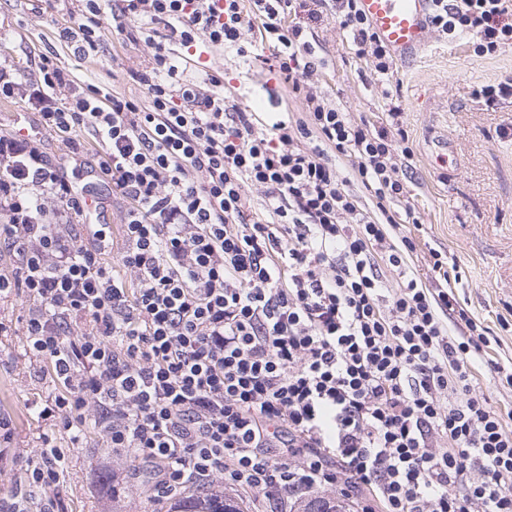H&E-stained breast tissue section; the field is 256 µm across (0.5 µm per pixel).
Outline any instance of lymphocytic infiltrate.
<instances>
[{"instance_id":"obj_1","label":"lymphocytic infiltrate","mask_w":512,"mask_h":512,"mask_svg":"<svg viewBox=\"0 0 512 512\" xmlns=\"http://www.w3.org/2000/svg\"><path fill=\"white\" fill-rule=\"evenodd\" d=\"M84 2L58 37L86 55L112 0ZM122 2L127 38L153 51L150 71L132 74L142 97L79 85L46 55L36 82L0 62V98L38 114L37 135L0 134V246L13 257L0 300L34 303L26 352L53 386L38 418L93 421L113 454L152 467L164 498L219 481L287 512L292 496L338 485L348 497L369 489L382 512H512V427L471 388L486 327L444 288L440 251L432 288L404 272L384 293L375 264L380 250L403 269L417 249L400 109L358 121L313 87L328 61L299 18L318 22L326 3L356 56L388 73L359 0ZM429 23L492 56L512 45V0H432ZM200 41L274 72L299 116L262 132L220 78L205 89L185 79L172 48ZM87 131L127 203L113 263L105 228L73 231L102 206L97 188L42 149L50 136L83 153ZM332 154L373 207L338 179ZM276 442L287 455L271 454ZM62 461L30 451L0 512H30Z\"/></svg>"}]
</instances>
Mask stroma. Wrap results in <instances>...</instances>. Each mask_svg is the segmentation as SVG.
<instances>
[{
    "label": "stroma",
    "mask_w": 512,
    "mask_h": 512,
    "mask_svg": "<svg viewBox=\"0 0 512 512\" xmlns=\"http://www.w3.org/2000/svg\"><path fill=\"white\" fill-rule=\"evenodd\" d=\"M81 7L80 0H0V58L32 81L40 56L47 55L82 85L141 96L129 73L150 69V49L113 29L111 16L103 18L97 52L79 55L60 44L58 29ZM312 32L330 63L314 87L336 107L371 121L388 103L400 105L414 151L410 188L421 222L412 231L417 250L409 265L426 280L432 250L447 254L449 286L459 305L489 330L488 347L474 357L473 389L495 409L512 411V385L493 370L497 363L512 364V136L499 135L500 128L512 129V99L489 107L475 95L480 86L512 76V46L480 57L465 41L433 32L416 59L394 63L384 85L368 61L356 58L334 19L323 18ZM202 52L206 62L188 71V79L222 77L233 103L275 120L299 111V102L267 69L221 46L191 50ZM29 308L24 301L0 305V317L15 330L4 339L9 354L0 356V415L15 425L11 447L0 450V486L22 481L27 450L47 441L61 449L66 466L55 487L34 495L35 505L51 500L57 512H156L158 502L135 478L133 462L108 452L97 431H87L75 447L61 427L31 418V405L44 400L51 386L39 362L25 354L21 331Z\"/></svg>",
    "instance_id": "35a3bbf8"
}]
</instances>
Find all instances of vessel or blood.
Instances as JSON below:
<instances>
[{
  "mask_svg": "<svg viewBox=\"0 0 512 512\" xmlns=\"http://www.w3.org/2000/svg\"><path fill=\"white\" fill-rule=\"evenodd\" d=\"M360 5L396 61L413 60L425 47L431 0H361Z\"/></svg>",
  "mask_w": 512,
  "mask_h": 512,
  "instance_id": "1",
  "label": "vessel or blood"
}]
</instances>
